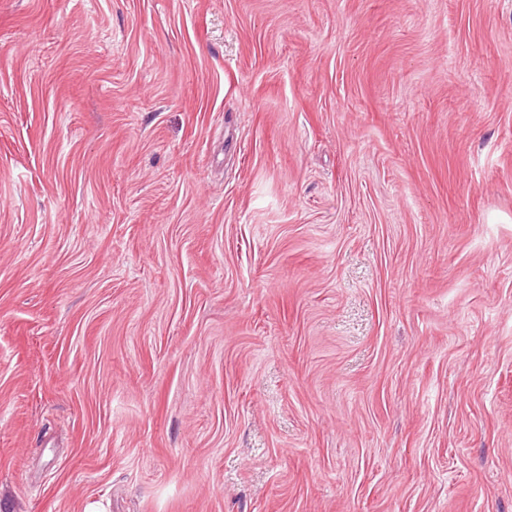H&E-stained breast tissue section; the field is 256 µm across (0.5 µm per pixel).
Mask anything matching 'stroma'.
<instances>
[{"mask_svg": "<svg viewBox=\"0 0 512 512\" xmlns=\"http://www.w3.org/2000/svg\"><path fill=\"white\" fill-rule=\"evenodd\" d=\"M0 512H512V0H0Z\"/></svg>", "mask_w": 512, "mask_h": 512, "instance_id": "obj_1", "label": "stroma"}]
</instances>
